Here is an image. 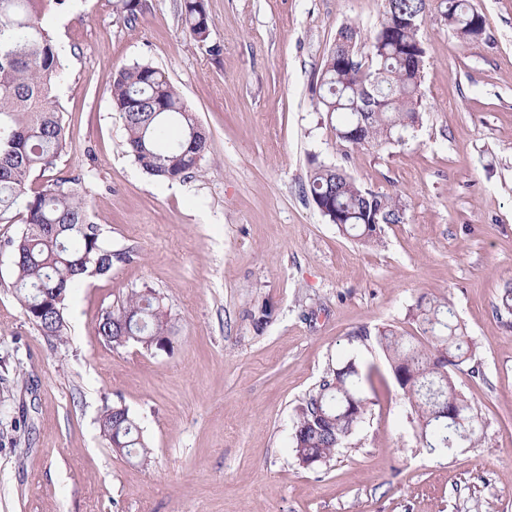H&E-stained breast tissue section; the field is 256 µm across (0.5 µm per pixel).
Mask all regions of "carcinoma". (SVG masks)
<instances>
[{
    "label": "carcinoma",
    "mask_w": 512,
    "mask_h": 512,
    "mask_svg": "<svg viewBox=\"0 0 512 512\" xmlns=\"http://www.w3.org/2000/svg\"><path fill=\"white\" fill-rule=\"evenodd\" d=\"M65 0H0V220L22 213L24 227L9 241L13 289L24 314L50 341L66 333L65 302L87 278L112 271L115 254L104 244L103 225L91 220L79 180L57 177L38 190L36 172L53 168L66 149L62 112L55 87L64 72L57 45L49 35V3ZM428 0H384L379 26L370 38L368 58L348 49L358 42L352 26L339 30L320 69L318 108L336 121V139L353 148L386 144L419 122L414 102L420 86L423 48L419 18ZM113 11L128 22L138 19L140 0H112ZM441 16L464 38L484 31L483 16L470 0H440ZM189 40L219 56L208 44L205 0H184L181 10ZM112 103L120 112L130 156L148 175L181 181L200 171L209 137L195 112L161 69L149 62L120 68L112 80ZM324 216L364 245L378 241L381 226L401 224L405 209L398 196L358 184L344 171L316 167L307 187ZM422 344L392 325L357 333L374 335L403 398L414 410L423 447L434 452L459 440L477 439L480 425L472 405L458 389L448 367L466 362L476 348L465 335L447 297L417 304ZM171 316L154 290L133 291L101 314L96 333L104 342H129L152 348L166 340ZM369 380L356 352L324 378L298 408L291 436L299 464L309 467L332 457L364 422ZM100 431L113 450L147 458L150 448L137 421L123 406L106 408Z\"/></svg>",
    "instance_id": "carcinoma-1"
}]
</instances>
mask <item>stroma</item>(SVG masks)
<instances>
[{
    "label": "stroma",
    "instance_id": "1",
    "mask_svg": "<svg viewBox=\"0 0 512 512\" xmlns=\"http://www.w3.org/2000/svg\"><path fill=\"white\" fill-rule=\"evenodd\" d=\"M210 41L190 43L182 0H67L49 32L68 149L106 246L129 252L67 299L50 343L15 297L0 221V512H512V0H471L464 39L430 0L416 110L404 140L345 150L317 110V75L343 25L367 52L383 0H205ZM149 62L209 134L201 171L160 182L128 156L114 73ZM393 194L406 220L365 247L304 194L314 164ZM45 176V177H48ZM44 176L34 175V185ZM151 286L173 317L166 348L112 347L101 314ZM448 297L477 345L451 373L481 421L477 441L422 448L409 405L359 330L418 335L421 296ZM357 350L372 400L318 465L291 450L297 408ZM126 406L151 453L113 452L97 420Z\"/></svg>",
    "mask_w": 512,
    "mask_h": 512
}]
</instances>
